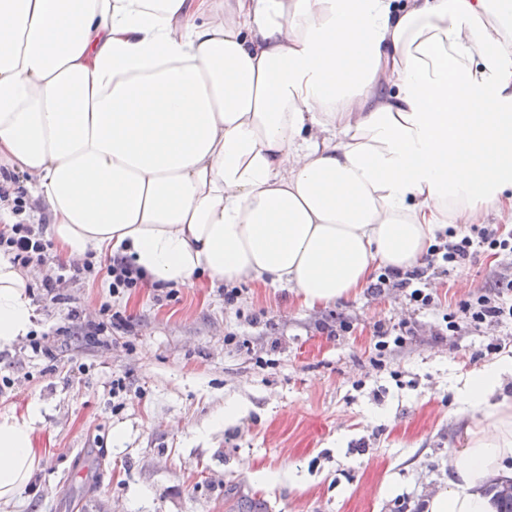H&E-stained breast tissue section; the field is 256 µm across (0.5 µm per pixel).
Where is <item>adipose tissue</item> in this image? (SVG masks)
<instances>
[{
    "label": "adipose tissue",
    "mask_w": 512,
    "mask_h": 512,
    "mask_svg": "<svg viewBox=\"0 0 512 512\" xmlns=\"http://www.w3.org/2000/svg\"><path fill=\"white\" fill-rule=\"evenodd\" d=\"M0 162L65 256L353 297L458 220L512 224V0H0ZM28 288L0 258V346L33 326ZM508 375L460 389L476 423L426 512H495ZM39 416L0 415V504Z\"/></svg>",
    "instance_id": "ef3b65f1"
}]
</instances>
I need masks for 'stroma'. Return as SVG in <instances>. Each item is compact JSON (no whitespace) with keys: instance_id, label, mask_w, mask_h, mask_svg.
Wrapping results in <instances>:
<instances>
[{"instance_id":"35a3bbf8","label":"stroma","mask_w":512,"mask_h":512,"mask_svg":"<svg viewBox=\"0 0 512 512\" xmlns=\"http://www.w3.org/2000/svg\"><path fill=\"white\" fill-rule=\"evenodd\" d=\"M109 263L55 301L47 265L28 267L33 330L0 347V414L38 406L42 459L0 512H425L463 450L456 389L512 356L510 328L444 333L502 266L482 249L428 276L420 310L392 286L312 308L246 282L231 304L225 283L116 294ZM403 318L406 346L378 356L377 325ZM41 337L52 355L33 351ZM231 401L242 416L218 422Z\"/></svg>"}]
</instances>
